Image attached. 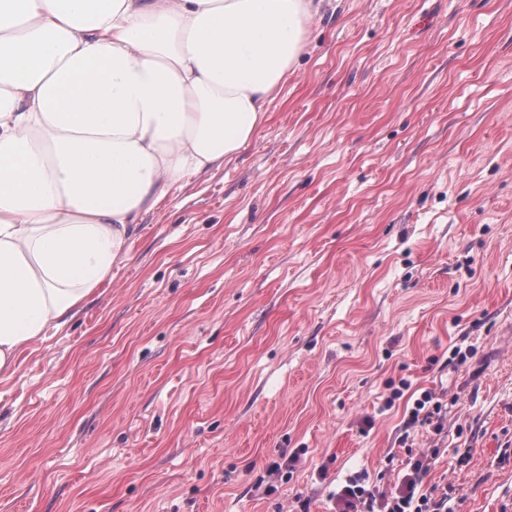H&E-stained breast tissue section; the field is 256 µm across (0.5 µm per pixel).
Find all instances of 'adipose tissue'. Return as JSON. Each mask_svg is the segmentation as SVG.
I'll use <instances>...</instances> for the list:
<instances>
[{"label": "adipose tissue", "instance_id": "1", "mask_svg": "<svg viewBox=\"0 0 512 512\" xmlns=\"http://www.w3.org/2000/svg\"><path fill=\"white\" fill-rule=\"evenodd\" d=\"M322 0H0V375L263 125Z\"/></svg>", "mask_w": 512, "mask_h": 512}]
</instances>
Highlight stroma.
<instances>
[{"label": "stroma", "instance_id": "35a3bbf8", "mask_svg": "<svg viewBox=\"0 0 512 512\" xmlns=\"http://www.w3.org/2000/svg\"><path fill=\"white\" fill-rule=\"evenodd\" d=\"M422 454L512 512V0H323L253 142L0 376V512H333ZM430 390H425L420 394L409 411L407 427H425L433 426L434 430L440 431L442 429L441 420L443 414V404ZM336 512H375L377 497L362 475L350 476L334 494Z\"/></svg>", "mask_w": 512, "mask_h": 512}]
</instances>
